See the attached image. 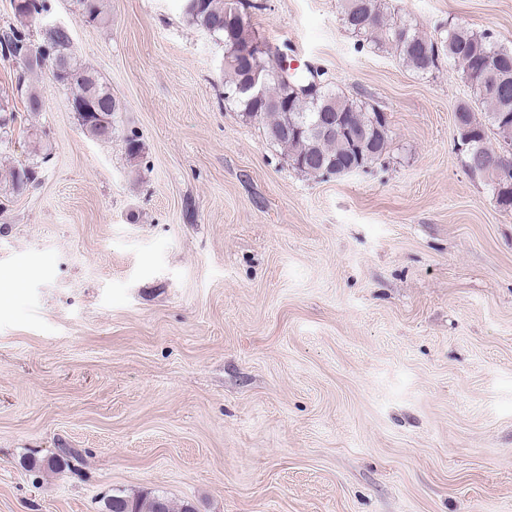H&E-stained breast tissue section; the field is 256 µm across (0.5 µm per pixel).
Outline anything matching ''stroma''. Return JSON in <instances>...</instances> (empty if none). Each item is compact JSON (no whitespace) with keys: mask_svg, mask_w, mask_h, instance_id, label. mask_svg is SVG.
Listing matches in <instances>:
<instances>
[{"mask_svg":"<svg viewBox=\"0 0 512 512\" xmlns=\"http://www.w3.org/2000/svg\"><path fill=\"white\" fill-rule=\"evenodd\" d=\"M45 22L144 146L85 134L47 68L0 137V512H512V211L471 176L453 63L360 47L339 0H260L259 40L378 105L384 165L315 178L224 99L184 0ZM512 45V0H387ZM52 158L20 191L12 169ZM60 448L78 459L36 469ZM107 512H195L194 508L175 507L173 502L162 495L134 494L115 490L105 505Z\"/></svg>","mask_w":512,"mask_h":512,"instance_id":"35a3bbf8","label":"stroma"}]
</instances>
